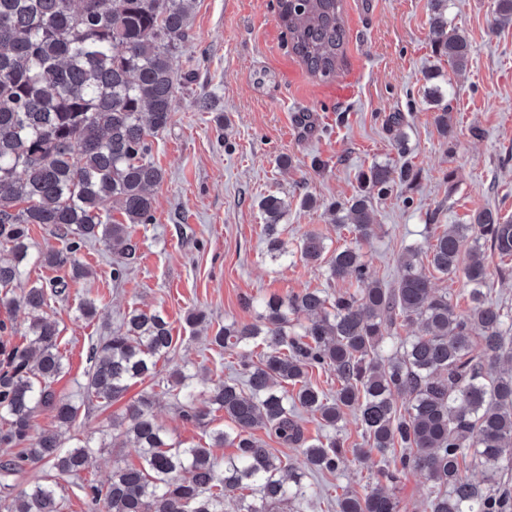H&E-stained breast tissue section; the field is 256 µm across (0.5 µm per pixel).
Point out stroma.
I'll return each mask as SVG.
<instances>
[{"label":"stroma","instance_id":"obj_1","mask_svg":"<svg viewBox=\"0 0 512 512\" xmlns=\"http://www.w3.org/2000/svg\"><path fill=\"white\" fill-rule=\"evenodd\" d=\"M496 5L449 0L448 28L470 45L467 67L458 71L433 52L430 0H344L345 55L334 76L320 80L292 52L278 0H195L178 59L175 109L152 145L151 159L164 172L152 190L154 220L130 227L141 257L116 284L111 250L97 242L79 252L91 279L71 284L68 297L49 311L66 364L56 393L77 396L92 338L117 327L132 307L161 310L173 327L177 347L159 362L162 371L191 362L208 379L236 374V354L210 348L208 338L223 324L256 321L258 310L246 299L326 285L321 268L267 256L259 207L266 196L288 203L282 237L289 247L309 232L325 238L331 255L359 246L388 285L405 249L425 245L448 225L469 223L486 207L512 219V22H500ZM350 74L358 79L355 98L334 104L328 89ZM436 83L452 98L446 137L438 129L439 108L427 98ZM201 97L211 100L210 110H198ZM397 114L399 142L391 129ZM377 163L409 165L415 178L374 197L376 233L359 242L337 227L328 207L359 194ZM482 259L492 299L512 310V258L487 250ZM88 293L102 310L91 322L77 316ZM192 309L205 311L210 325L189 328ZM155 414L168 436L185 445L208 442L212 429L227 425L220 414L206 427L185 421L163 393ZM265 444L304 472L312 491L303 512H338V494H363L381 466L377 453L362 461L350 456L335 473L317 474L300 449L272 437ZM139 463L129 446L96 449L80 477L62 481V512H103L84 498L81 481L103 484L113 467ZM384 488L404 512H424L430 484L421 473L406 471Z\"/></svg>","mask_w":512,"mask_h":512}]
</instances>
